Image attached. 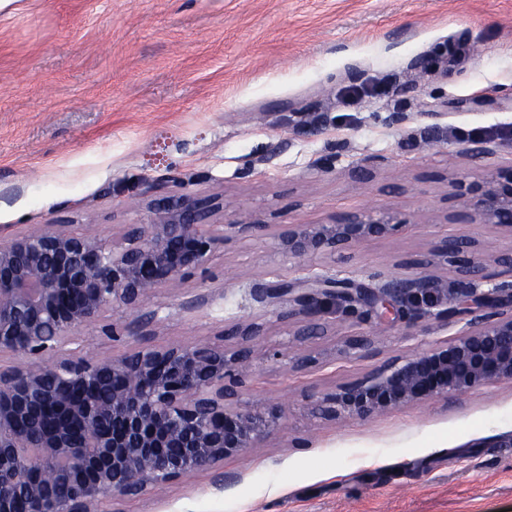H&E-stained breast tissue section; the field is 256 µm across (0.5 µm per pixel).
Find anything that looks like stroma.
<instances>
[{"mask_svg":"<svg viewBox=\"0 0 512 512\" xmlns=\"http://www.w3.org/2000/svg\"><path fill=\"white\" fill-rule=\"evenodd\" d=\"M407 121L395 123V113ZM504 143L482 154L479 138ZM333 162L327 174L321 167ZM370 166L360 181L355 171ZM512 169V0H12L0 10V239L36 224L87 234L146 224V186L224 197L225 223L260 218L179 290L157 289L154 345L265 322L246 399L279 407L281 429L118 512H512V380L366 420L313 416L310 396L452 340L429 319L375 326L348 356L342 321L302 346L296 370L261 288L318 275L411 276L448 236L512 249V232L447 215L471 182ZM388 208L403 226L306 265L272 235ZM224 472L234 481L217 490Z\"/></svg>","mask_w":512,"mask_h":512,"instance_id":"stroma-1","label":"stroma"}]
</instances>
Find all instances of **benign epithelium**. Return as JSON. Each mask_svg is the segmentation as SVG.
I'll use <instances>...</instances> for the list:
<instances>
[{
	"label": "benign epithelium",
	"instance_id": "benign-epithelium-1",
	"mask_svg": "<svg viewBox=\"0 0 512 512\" xmlns=\"http://www.w3.org/2000/svg\"><path fill=\"white\" fill-rule=\"evenodd\" d=\"M148 186L153 217L121 224L110 237L69 224H38L0 240V512H112V501L166 490L184 476L214 468L282 426L281 411L243 402L264 326L244 321L209 340L142 346L119 358L83 353L80 330L94 325L114 341L157 336V312L142 313L160 287L178 288L209 273L213 253L233 237L267 225L224 224L218 196L160 194ZM454 219L512 231V172L474 181ZM404 226L388 209H363L325 224H288L274 249L304 264L393 236ZM455 268L448 290L430 273L435 261ZM505 281L484 291L489 265ZM420 272L376 287L348 279L298 278L274 289L292 296L277 318L298 344L327 334L323 313L358 324L411 326L430 317L463 323L457 337L385 364L368 376L311 400L332 419L368 418L456 398L495 380H512V251L488 260L475 239L445 238ZM235 346L226 347V341ZM67 487L71 496L58 497Z\"/></svg>",
	"mask_w": 512,
	"mask_h": 512
}]
</instances>
